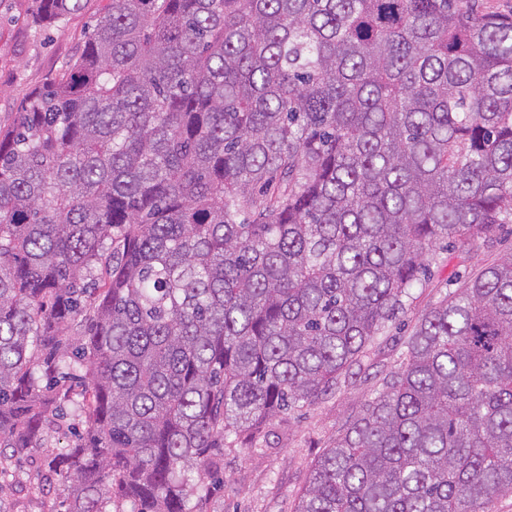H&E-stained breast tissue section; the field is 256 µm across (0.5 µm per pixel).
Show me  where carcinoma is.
<instances>
[{"instance_id": "carcinoma-1", "label": "carcinoma", "mask_w": 512, "mask_h": 512, "mask_svg": "<svg viewBox=\"0 0 512 512\" xmlns=\"http://www.w3.org/2000/svg\"><path fill=\"white\" fill-rule=\"evenodd\" d=\"M84 2L39 0V18ZM511 215L512 14L109 0L0 126V463L71 404L86 439L44 475L68 483L63 512H201L217 441L332 390L429 252ZM502 493L512 254L419 320L295 512H479Z\"/></svg>"}]
</instances>
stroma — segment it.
<instances>
[{"label": "stroma", "instance_id": "obj_1", "mask_svg": "<svg viewBox=\"0 0 512 512\" xmlns=\"http://www.w3.org/2000/svg\"><path fill=\"white\" fill-rule=\"evenodd\" d=\"M105 0H87L84 10L55 26L38 18L37 0H0V124L10 125L30 93L64 71L82 52ZM512 253V223L472 251L436 250L429 272L405 297V308L386 323L359 360L339 377L336 387L314 404L275 417L250 440L219 442L213 455L222 489L204 504V512H294L317 457L381 389L403 361L405 342L418 319L449 298L473 271ZM32 449L25 463L9 464L0 477V497L10 512H49L67 493L64 482L50 492L38 490V474L58 449L85 433L79 417Z\"/></svg>", "mask_w": 512, "mask_h": 512}]
</instances>
